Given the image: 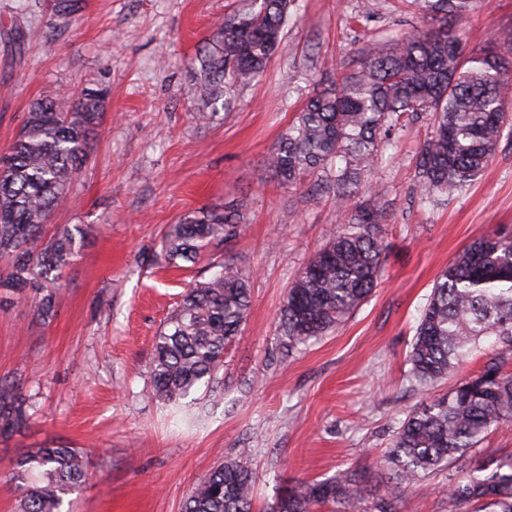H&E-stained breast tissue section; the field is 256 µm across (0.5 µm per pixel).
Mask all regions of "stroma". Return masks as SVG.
<instances>
[{"instance_id": "obj_1", "label": "stroma", "mask_w": 512, "mask_h": 512, "mask_svg": "<svg viewBox=\"0 0 512 512\" xmlns=\"http://www.w3.org/2000/svg\"><path fill=\"white\" fill-rule=\"evenodd\" d=\"M241 0H83L60 17L50 0H0V153L33 100L106 89L105 112L67 202L46 226L90 224L60 279L57 315L33 320L34 297L0 305V379L33 402L28 426L0 437V512H17V457L65 445L88 453L87 478L63 512H181L213 467L244 461L256 512L292 479L352 468L385 487L400 421L448 382L419 386L408 355L421 308L449 260L492 229L512 232V137L453 198L425 202L416 152L423 114L400 131L369 179L385 201L383 271L335 330L293 352L279 316L287 291L329 228L346 223L332 190L280 185L268 157L313 94L352 69L368 40L428 30L421 0H295L265 72L224 87L227 108L201 122L189 64L212 22ZM464 26L475 48L512 28V0H478ZM233 205L239 236L198 263H158L159 240L188 210ZM249 273L251 307L210 385L203 416L148 395L154 338L187 284L217 263ZM447 471L408 488L400 512H446Z\"/></svg>"}]
</instances>
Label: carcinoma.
<instances>
[{
  "label": "carcinoma",
  "mask_w": 512,
  "mask_h": 512,
  "mask_svg": "<svg viewBox=\"0 0 512 512\" xmlns=\"http://www.w3.org/2000/svg\"><path fill=\"white\" fill-rule=\"evenodd\" d=\"M294 0H249L216 21L192 63L208 111L224 101V82L248 84L278 49ZM474 0H424L433 28L388 46L374 41L336 85L309 97L268 158L280 184H329L336 206L347 207L352 186L369 173L406 116L428 112L432 131L420 145L415 176L425 199L451 197L473 181L496 154L512 123V60L469 49L459 23ZM59 16L81 9V0H53ZM106 90L65 91L32 102L21 131L0 156V290L17 297L41 294L33 319L55 317L59 274L69 267L92 228L63 227L45 238L44 226L66 199L87 162L104 111ZM367 199L347 223L330 231L288 289L280 327L298 348L339 326L373 292L381 277L384 244L382 195L372 182ZM241 215L212 208L169 225L161 239L164 261L194 264L207 249L237 234ZM249 274L226 263L186 289L155 336L153 398L176 403L215 379L224 351L248 316ZM486 336L500 352L448 393L421 404L397 428L385 458L391 481L376 491L364 471L332 479L291 480L272 512H400L404 489L429 474L475 455L489 431L512 427V237L496 230L459 252L437 275L419 313L409 374L433 384L460 371ZM30 403L0 381V436L25 428ZM79 448H36L17 458L14 481L19 512H61L64 496L86 476ZM255 476L241 461L213 468L192 490L183 512H254ZM448 512H512V454L491 471L479 465L448 474Z\"/></svg>",
  "instance_id": "obj_1"
}]
</instances>
